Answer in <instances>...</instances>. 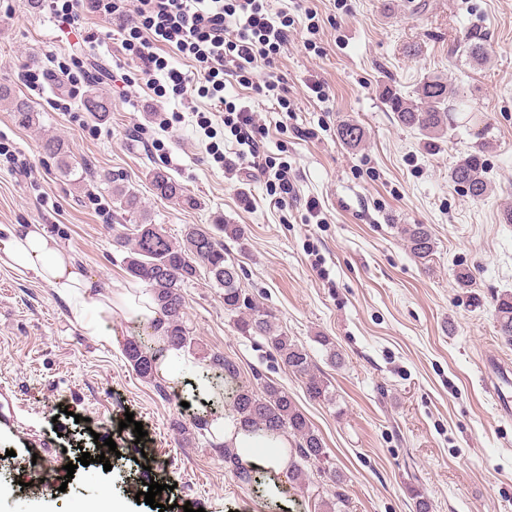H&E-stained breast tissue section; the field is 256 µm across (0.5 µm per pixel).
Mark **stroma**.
<instances>
[{
	"mask_svg": "<svg viewBox=\"0 0 512 512\" xmlns=\"http://www.w3.org/2000/svg\"><path fill=\"white\" fill-rule=\"evenodd\" d=\"M274 19H288V44L251 86L226 78L224 100L260 116V154L294 179L298 197L275 205L274 172L244 161L225 178L211 147L233 157L238 144L214 121L215 136L197 125L201 112L221 114V101L167 92L163 73L138 75L120 35L84 43L109 30L92 14L69 25L27 0H0V84L29 98L39 113L19 126L0 102V146L24 153L23 172L0 156V225L41 224L80 269L124 288L126 251L115 238L130 223L112 195L136 189L143 211L172 240L190 224L240 225L224 246L237 284L275 326L307 346L331 381L332 397L312 399L264 337L244 336L224 309V291L200 274L186 289L185 320L197 339L192 355L218 351L240 367V384L256 375L288 391L322 437L332 466L347 478L346 512H415L423 494L431 512H512V416L502 414L480 364L512 366V345L499 336L495 299L512 292V0H269ZM484 38L473 61L456 48L465 31ZM78 57L85 81L70 94L54 75L58 61ZM43 72L30 90L24 71ZM133 84L119 82L121 74ZM448 80L477 109L428 150L418 131L400 126L383 100L392 86L413 95L428 76ZM279 80L290 109L259 94ZM322 93H315L314 85ZM106 96L99 120L83 106L88 90ZM66 97L69 111L56 108ZM178 113L173 128L158 113ZM357 121L365 140L343 145L337 126ZM56 134L78 162L61 173L40 136ZM483 146L490 191L475 201L449 179L452 167ZM178 182L185 200L158 197L155 171ZM319 204L311 214L307 201ZM424 224L435 248L415 258L398 232ZM472 275L458 284V269ZM143 324L112 319L113 343L85 335L42 282L0 266V512H80L108 496L126 512H153L136 502L144 481L164 486L155 502L184 512H324L333 488L326 474L309 485L264 472L261 486L237 483L221 449L194 422L204 412L186 384L157 391L123 353ZM329 336L344 362L332 367L317 343ZM144 437L120 428L125 413ZM113 438L111 470L77 465L95 438ZM147 448L140 456L136 447ZM75 463L74 475L64 467Z\"/></svg>",
	"mask_w": 512,
	"mask_h": 512,
	"instance_id": "35a3bbf8",
	"label": "stroma"
}]
</instances>
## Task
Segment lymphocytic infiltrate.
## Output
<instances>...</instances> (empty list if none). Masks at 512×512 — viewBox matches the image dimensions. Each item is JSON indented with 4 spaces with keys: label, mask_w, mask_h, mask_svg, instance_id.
Segmentation results:
<instances>
[{
    "label": "lymphocytic infiltrate",
    "mask_w": 512,
    "mask_h": 512,
    "mask_svg": "<svg viewBox=\"0 0 512 512\" xmlns=\"http://www.w3.org/2000/svg\"><path fill=\"white\" fill-rule=\"evenodd\" d=\"M46 9L68 23L81 12L119 21L122 46L141 75L165 71L174 97L192 91L223 99L225 77L251 84L257 69L271 66L288 42L287 21H275L266 0H44ZM172 46L194 63L184 73L167 66L159 46ZM223 122L235 132L239 158L260 149L250 107L227 103Z\"/></svg>",
    "instance_id": "1"
}]
</instances>
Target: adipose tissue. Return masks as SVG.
Here are the masks:
<instances>
[{
    "instance_id": "adipose-tissue-1",
    "label": "adipose tissue",
    "mask_w": 512,
    "mask_h": 512,
    "mask_svg": "<svg viewBox=\"0 0 512 512\" xmlns=\"http://www.w3.org/2000/svg\"><path fill=\"white\" fill-rule=\"evenodd\" d=\"M0 264L29 274L47 285L67 307L73 321L89 336L111 341L112 315L123 310L148 322L157 317L149 293L113 289L111 283L86 276L58 240L39 224H11L0 228ZM203 430L212 442L229 448L246 466L279 471L285 463L278 451L287 437L267 440L249 434L241 420L220 411L206 415Z\"/></svg>"
}]
</instances>
